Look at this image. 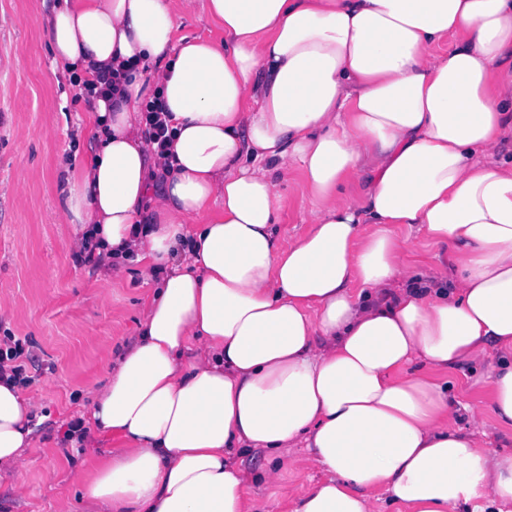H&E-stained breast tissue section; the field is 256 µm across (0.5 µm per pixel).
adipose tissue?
Listing matches in <instances>:
<instances>
[{"label": "adipose tissue", "mask_w": 512, "mask_h": 512, "mask_svg": "<svg viewBox=\"0 0 512 512\" xmlns=\"http://www.w3.org/2000/svg\"><path fill=\"white\" fill-rule=\"evenodd\" d=\"M55 0L43 26L94 146L63 167L65 213L106 265L157 282L93 390L111 449L88 512H267L249 499L299 444L328 476L289 512H503L512 454L454 427L445 380L482 366L512 427V0ZM448 50L439 45L447 37ZM126 73L120 96L87 88ZM169 141H146L153 97ZM313 205L276 225L284 173ZM443 248L417 268L399 225ZM41 416L0 376V473ZM266 452L251 470L239 459ZM173 5L176 11L179 35L202 38L215 36L214 27L201 10H197L193 13H184L180 9V0H173Z\"/></svg>", "instance_id": "obj_1"}]
</instances>
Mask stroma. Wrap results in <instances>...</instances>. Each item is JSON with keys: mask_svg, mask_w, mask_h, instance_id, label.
<instances>
[{"mask_svg": "<svg viewBox=\"0 0 512 512\" xmlns=\"http://www.w3.org/2000/svg\"><path fill=\"white\" fill-rule=\"evenodd\" d=\"M41 0H0V338L28 341L36 381L24 395L41 408L44 422L25 452L19 475L0 480L17 493L0 512H80L76 499L85 462L107 453L108 439L76 444L65 440L71 419L87 415L89 394L137 327L152 282L138 266L123 272L89 271L77 264L75 231L58 195L62 166L85 117L84 105L42 36ZM282 182L277 226L282 237L303 234L312 204L296 184ZM480 368L463 365L449 373L461 404H489L475 386ZM483 430L492 448L512 452V428L500 427L493 412ZM297 449L271 485L252 486L251 495L269 512H282L286 499L323 478Z\"/></svg>", "mask_w": 512, "mask_h": 512, "instance_id": "stroma-1", "label": "stroma"}]
</instances>
